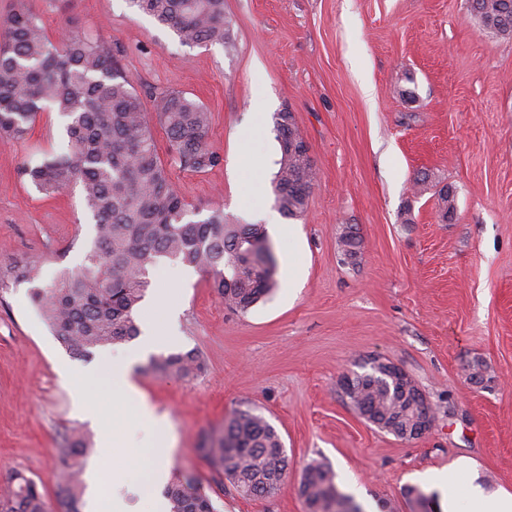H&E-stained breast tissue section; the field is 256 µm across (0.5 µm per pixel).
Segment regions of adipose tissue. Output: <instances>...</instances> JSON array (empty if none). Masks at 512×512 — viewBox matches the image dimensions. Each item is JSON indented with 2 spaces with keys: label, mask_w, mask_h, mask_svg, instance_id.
Returning a JSON list of instances; mask_svg holds the SVG:
<instances>
[{
  "label": "adipose tissue",
  "mask_w": 512,
  "mask_h": 512,
  "mask_svg": "<svg viewBox=\"0 0 512 512\" xmlns=\"http://www.w3.org/2000/svg\"><path fill=\"white\" fill-rule=\"evenodd\" d=\"M167 333L166 323H145L135 347L103 357L92 371L65 376L69 387L82 397L94 387L112 390V426L102 434L103 451L107 454L128 451V467L121 478L145 488L148 512H167L168 509L158 488L168 476L163 461L170 450L169 433L165 417L159 415L133 385L131 369Z\"/></svg>",
  "instance_id": "obj_1"
}]
</instances>
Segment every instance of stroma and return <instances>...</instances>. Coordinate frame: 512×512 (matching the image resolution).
<instances>
[{
	"label": "stroma",
	"instance_id": "1",
	"mask_svg": "<svg viewBox=\"0 0 512 512\" xmlns=\"http://www.w3.org/2000/svg\"><path fill=\"white\" fill-rule=\"evenodd\" d=\"M26 5L50 36L104 39L145 107L173 90L208 109L221 164L171 168L192 212L259 224L275 211L280 112L293 113L317 172L294 235L270 237L278 286L249 311L226 308L195 269L167 262L149 274L148 298L181 310L160 352L194 348L205 361L191 379L132 372L168 420L171 478L195 476L218 512H305L300 474L321 458L340 490L362 487L379 512H413L407 488L462 467L512 493V37L483 31L466 0H224L228 37L208 46L181 44L127 0ZM63 142L64 120L48 109L24 139L0 143V488L20 471L54 499L58 450L77 428L101 494L146 512L138 488L113 485L123 460L103 454L56 369L88 361L71 357L30 298L78 272L94 238L79 186L47 197L22 172ZM349 227L362 248L347 261ZM296 252L305 276L293 288L284 259ZM27 260L42 264L33 285L9 274ZM374 358L426 395L435 423L421 438L379 430L343 397L340 379ZM235 409L263 415L287 450L288 477L271 496L239 494L203 457Z\"/></svg>",
	"mask_w": 512,
	"mask_h": 512
}]
</instances>
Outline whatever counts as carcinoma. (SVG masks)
<instances>
[{
    "instance_id": "obj_1",
    "label": "carcinoma",
    "mask_w": 512,
    "mask_h": 512,
    "mask_svg": "<svg viewBox=\"0 0 512 512\" xmlns=\"http://www.w3.org/2000/svg\"><path fill=\"white\" fill-rule=\"evenodd\" d=\"M129 6L170 28L185 45L222 44L227 38L224 0H127ZM467 7L487 32L512 36V0H476ZM65 119L66 151L24 167L31 183L50 196L77 183L95 224L81 269L34 292L35 304L54 336L72 354L88 358L99 348L140 335L137 313L149 271L163 261L208 274L227 308L246 312L277 288V259L263 224H241L213 210L199 220L172 183L158 153L152 122L164 130L168 154L181 169L204 173L221 164L209 144L210 112L179 91L154 96L149 117L131 80L120 72L106 42L69 33L52 40L21 0L0 21V141L16 142L46 108ZM282 113L274 117L280 145L274 195L289 219L307 209L316 177L310 155L292 145ZM36 262L15 270L17 281L35 282ZM153 372L190 378L204 370L196 350L153 356ZM352 376L348 399L377 427L406 438L414 415L431 410L405 394L381 363ZM87 443L73 433L59 458V512H81V478ZM204 457L243 496L263 497L288 478V455L277 430L261 415L235 410L211 439ZM331 465L313 460L299 486L306 512H363L336 486ZM169 512H217L210 494L184 476L165 490ZM32 478L14 473L0 496V512H54Z\"/></svg>"
}]
</instances>
